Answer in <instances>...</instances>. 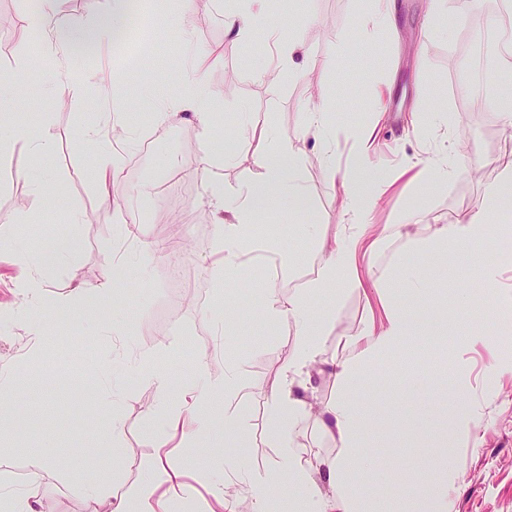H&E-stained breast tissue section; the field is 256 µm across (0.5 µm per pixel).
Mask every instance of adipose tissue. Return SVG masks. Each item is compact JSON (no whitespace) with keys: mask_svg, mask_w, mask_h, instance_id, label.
<instances>
[{"mask_svg":"<svg viewBox=\"0 0 512 512\" xmlns=\"http://www.w3.org/2000/svg\"><path fill=\"white\" fill-rule=\"evenodd\" d=\"M127 0H112L110 14L99 18L91 27L71 39L50 32L44 40L48 53L69 59L77 45L110 41L127 13ZM287 17L280 16L267 23L265 32L277 54V69L292 76L297 72L296 59L304 42L300 37L282 39L288 27ZM157 125L179 120L194 124L203 145L198 172L212 206L213 235L211 247L223 253L225 270L246 266L257 257L278 261L280 254L271 245H258L250 230L280 201H288L295 209L308 206L303 184L304 155L299 146L276 138L270 129L259 132L267 143L264 154L254 163L261 170L258 180L241 183L237 188L225 187L215 179L213 167L236 162L233 154H223L213 148L217 124L210 97L204 92L196 68H188L182 78V90L172 102L162 104L156 114ZM10 129L7 138H0V167L11 159L17 145H24L39 156L50 155L49 137L37 135L8 113L0 114V127ZM355 157L343 178L344 206L351 210L355 221L346 225L327 246V254L317 274L306 287L283 295L269 292L262 315L268 324L292 321L296 331L288 356L281 365L276 380L266 396L269 421L268 439L279 448L278 458L263 471L228 460L224 463V478L212 489L208 512H235L238 501H245L248 512H271L273 502L288 507L289 512H382L369 482L359 474L367 466L358 456L362 443V419L359 409L346 396L340 395L324 409L320 422L322 436L331 441L335 453L304 462L298 450L302 446L303 427L309 421L313 405L299 390L310 380L312 371L322 362L323 336L332 318V309L315 313L314 298L325 296L335 286L360 285L357 255L361 246L377 251L384 237H372L366 219L379 205L387 179L377 177L370 167L374 133L363 126L351 134ZM499 176L485 188L478 207L467 210L455 221L433 226L425 235L412 233V226L428 221L426 212L406 211L396 216L392 229L406 240L405 252L424 255L435 252L471 250L484 244L491 233V221L512 210V155L497 160ZM76 242L61 239L49 247L21 256L24 270L20 285L22 294L33 305L44 303L43 284L56 265L74 255ZM397 275L380 277L376 290L386 304L379 326H366L361 335L346 339V354L336 363L335 376L339 383L355 387L362 383L367 367L381 356L396 352L411 338L423 343L444 344L447 336L434 323L419 320L402 296L412 292L433 293L431 281L406 262H398ZM158 392L149 421L158 441H165L178 428L185 416L197 417L201 423L223 425L232 447H242V434L247 429L243 402L255 389V382L234 365H225L222 378L183 388L173 394L168 378L154 374L149 378ZM180 472L163 458H156L151 475L130 486H117L112 493H100L98 487L88 486L86 512H169L160 490L176 486Z\"/></svg>","mask_w":512,"mask_h":512,"instance_id":"ef3b65f1","label":"adipose tissue"}]
</instances>
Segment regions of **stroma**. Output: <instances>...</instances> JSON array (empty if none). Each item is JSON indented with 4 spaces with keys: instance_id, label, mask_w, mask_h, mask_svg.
<instances>
[{
    "instance_id": "obj_1",
    "label": "stroma",
    "mask_w": 512,
    "mask_h": 512,
    "mask_svg": "<svg viewBox=\"0 0 512 512\" xmlns=\"http://www.w3.org/2000/svg\"><path fill=\"white\" fill-rule=\"evenodd\" d=\"M37 0H0V22L11 34L0 38V86L14 91L10 106L17 119L46 133L54 143L46 158L17 146L9 167L0 168V374L9 375L12 389L0 399V488L45 499L51 512H84V487L117 472L129 483L152 468L157 445L146 424L157 399L147 377L167 374L190 385L216 377L225 361L240 364L258 386L244 403L248 418L244 461L254 469L268 467L277 456L267 433L266 388L276 376L294 334L289 322L267 325L256 306L268 289L288 294L305 287L321 266L319 240L290 237L295 224H316L322 237L332 238L351 216L343 207L341 175L328 172L323 147L304 134L301 114L323 102L333 105L338 136L337 166H346L352 151L350 131L376 125L377 147L371 156L374 172L387 175L411 166L417 157L445 146L450 156L447 181L424 187L399 179L372 215L383 231L405 210L427 212L431 224H445L479 204L487 184L498 176L496 161L512 129H503L491 108L499 84L512 82V58L497 41L502 23L498 0H445L436 16L432 0H396L395 32L364 39L361 22L375 10L373 0H292L290 9L302 20L301 33L309 55L288 78L270 70L257 77V63L270 56L265 22L250 20L251 33L242 40L227 38L224 15L236 0H214L192 28V42L202 80L219 111L216 141L237 154L239 163L215 168V177L233 187L257 178L253 159L266 149L254 126L270 127L278 138L303 147L304 185L309 205L298 212L280 205L260 227L278 239L290 265L257 272L248 266L216 282L214 267L222 254L212 252L211 209L195 171L201 151L195 126L179 123L163 128L145 123L156 101L177 97L182 82L183 47L176 37V16L183 0H168L160 10L143 9L134 24V40L100 44L87 57L70 58L58 66L37 42ZM111 9V0H55V17L64 34L80 32ZM358 49L342 51L343 42ZM25 69H17L18 59ZM123 79L122 101L139 140H153L149 158L125 154L120 209L104 208L95 179L98 146L79 141L86 125L100 126L112 109L114 76ZM81 78L79 91L62 88ZM450 115L441 125L437 111ZM50 169L55 198L36 195L24 172ZM182 173L186 185L181 208L163 210L159 187L170 172ZM86 221L73 223L74 213ZM137 237L126 238L130 225ZM59 236L76 240V253L66 258L46 282L48 298L71 289L108 285L109 319L128 328L127 346L117 350L102 324L67 320L50 308L16 313L20 251H36ZM148 239L176 241L182 264L193 282L180 301L167 286L166 261L152 258L144 266L116 265L119 246L140 248ZM401 240L361 257V287L339 291L333 318L324 337V357L342 356L346 338L368 323L380 322L384 307L374 287L388 272ZM438 289L437 294L411 300L421 319L452 322L462 333L479 329L495 333L489 343L472 346L467 379L456 368V343L410 348L409 363L394 356L380 359L369 381L351 392L331 375L330 367L313 372L308 393L323 406L340 393L356 404H371L364 427L378 437L376 448L360 454L373 463L371 475L378 498L391 502L398 486L422 489L437 479L448 481V512H512V312L497 309L493 289L479 276L469 253L418 260ZM473 298L468 310L456 307L455 285ZM178 321L175 329L158 325L162 316ZM44 330L41 358L27 356L29 323ZM122 380L117 414L101 405L108 381L104 367ZM468 386L481 426L475 438L461 434L450 396ZM117 452H109V445ZM168 462L185 474L191 496H176L174 512H205L207 481L224 470L231 449L224 446L220 426L202 427L186 417L169 435Z\"/></svg>"
}]
</instances>
